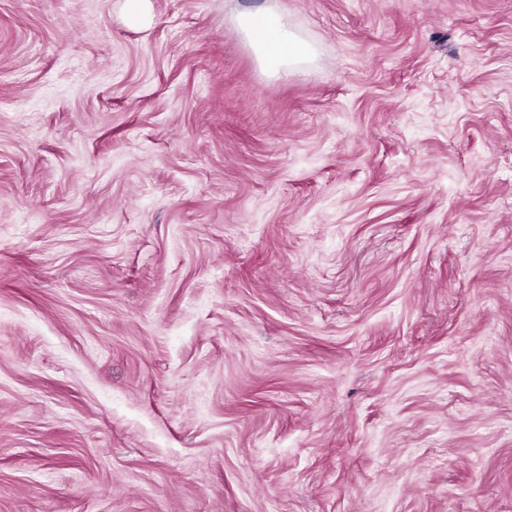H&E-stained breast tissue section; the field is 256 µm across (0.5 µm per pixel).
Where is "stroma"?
<instances>
[{
	"mask_svg": "<svg viewBox=\"0 0 512 512\" xmlns=\"http://www.w3.org/2000/svg\"><path fill=\"white\" fill-rule=\"evenodd\" d=\"M0 512H512V0H0ZM238 25L259 62L273 74L286 77L313 57L306 41L287 28L282 17L272 9L243 13L238 18ZM270 35L274 37L273 41L269 39Z\"/></svg>",
	"mask_w": 512,
	"mask_h": 512,
	"instance_id": "1",
	"label": "stroma"
}]
</instances>
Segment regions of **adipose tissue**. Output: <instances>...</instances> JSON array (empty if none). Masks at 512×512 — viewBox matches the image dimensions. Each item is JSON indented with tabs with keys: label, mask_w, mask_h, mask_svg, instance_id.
Instances as JSON below:
<instances>
[{
	"label": "adipose tissue",
	"mask_w": 512,
	"mask_h": 512,
	"mask_svg": "<svg viewBox=\"0 0 512 512\" xmlns=\"http://www.w3.org/2000/svg\"><path fill=\"white\" fill-rule=\"evenodd\" d=\"M238 25L262 66L276 75H288L313 56L311 47L287 28L282 17L266 8L240 15Z\"/></svg>",
	"instance_id": "1"
}]
</instances>
